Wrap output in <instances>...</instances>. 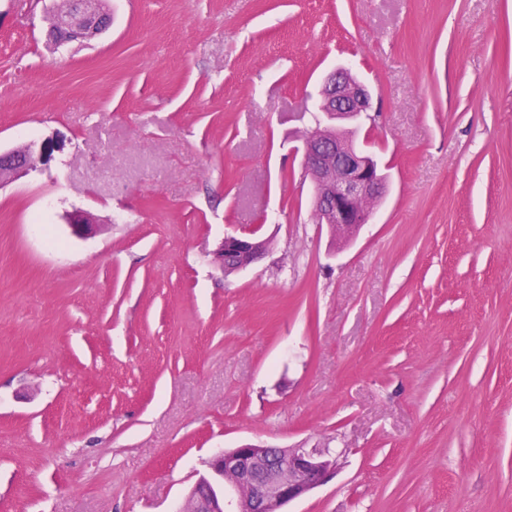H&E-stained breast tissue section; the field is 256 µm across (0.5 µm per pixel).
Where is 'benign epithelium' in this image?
Wrapping results in <instances>:
<instances>
[{
    "label": "benign epithelium",
    "instance_id": "obj_1",
    "mask_svg": "<svg viewBox=\"0 0 512 512\" xmlns=\"http://www.w3.org/2000/svg\"><path fill=\"white\" fill-rule=\"evenodd\" d=\"M49 16L48 45L85 43L112 24L103 0H73L70 10L56 13L52 0H38ZM372 96L343 68L331 72L321 89V121L303 142V168L313 186L315 223L326 225L334 240H353L370 223L372 208L382 199L389 178L378 158L357 140L360 121L369 116ZM51 160L48 143L0 151V186ZM77 236L94 233L93 216L82 209L68 215ZM268 241L256 232L226 234L212 253L222 270L240 272L260 260ZM210 475L200 477L178 512H288L287 506L326 484L336 473V455L328 448H274L245 443L221 450L207 462Z\"/></svg>",
    "mask_w": 512,
    "mask_h": 512
}]
</instances>
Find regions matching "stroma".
<instances>
[{
  "mask_svg": "<svg viewBox=\"0 0 512 512\" xmlns=\"http://www.w3.org/2000/svg\"><path fill=\"white\" fill-rule=\"evenodd\" d=\"M111 5L53 51L0 0V149L55 146L0 188V512H172L245 442L336 450L288 512H512V0ZM339 66L390 182L337 251L301 137ZM268 241L256 231L225 234L212 253V262L222 270L240 272L260 260L266 253Z\"/></svg>",
  "mask_w": 512,
  "mask_h": 512,
  "instance_id": "stroma-1",
  "label": "stroma"
}]
</instances>
